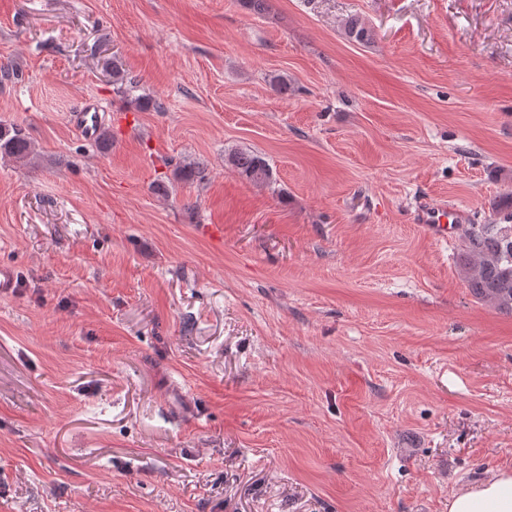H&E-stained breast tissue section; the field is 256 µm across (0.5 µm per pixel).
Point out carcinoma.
Segmentation results:
<instances>
[{"mask_svg":"<svg viewBox=\"0 0 512 512\" xmlns=\"http://www.w3.org/2000/svg\"><path fill=\"white\" fill-rule=\"evenodd\" d=\"M344 29L347 38L356 43L374 37L357 19L346 21ZM32 155V143L22 128L0 126V156L25 161ZM225 162L254 182H266L272 176L267 159L249 149L233 151ZM461 239L457 265L471 294L512 314V195L497 203L494 223L462 225Z\"/></svg>","mask_w":512,"mask_h":512,"instance_id":"carcinoma-1","label":"carcinoma"}]
</instances>
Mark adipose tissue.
<instances>
[{
  "label": "adipose tissue",
  "instance_id": "obj_1",
  "mask_svg": "<svg viewBox=\"0 0 512 512\" xmlns=\"http://www.w3.org/2000/svg\"><path fill=\"white\" fill-rule=\"evenodd\" d=\"M448 512H512V469H497L461 487L449 497Z\"/></svg>",
  "mask_w": 512,
  "mask_h": 512
}]
</instances>
